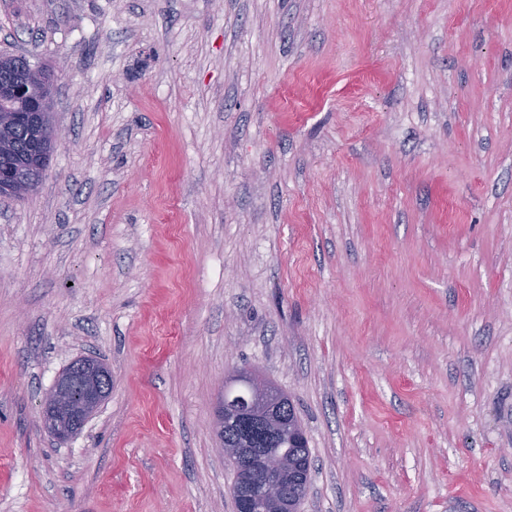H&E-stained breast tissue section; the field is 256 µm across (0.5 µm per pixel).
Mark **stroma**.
<instances>
[{"label": "stroma", "mask_w": 512, "mask_h": 512, "mask_svg": "<svg viewBox=\"0 0 512 512\" xmlns=\"http://www.w3.org/2000/svg\"><path fill=\"white\" fill-rule=\"evenodd\" d=\"M1 53L60 140L0 196V512H233L242 369L305 429L300 512H512V0H0ZM37 67L30 72L19 75L12 87L1 89L2 97H27L28 110L31 112L29 122L32 125H41L46 115L50 113V99L52 93V79L47 73H40ZM109 367L93 357H80L71 361L56 377L50 393L40 411V426L58 440L78 434L108 398ZM74 378L85 388V398L72 405L66 389Z\"/></svg>", "instance_id": "stroma-1"}]
</instances>
